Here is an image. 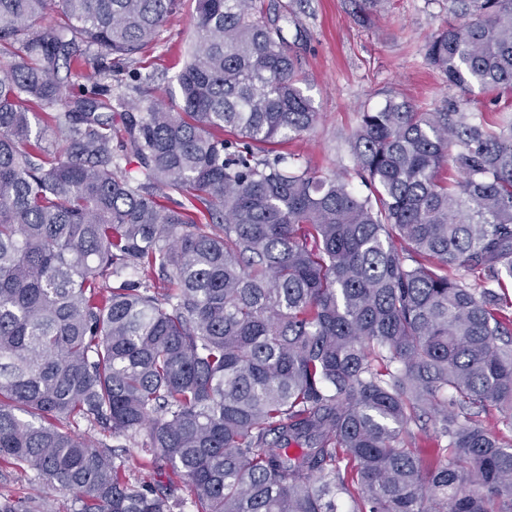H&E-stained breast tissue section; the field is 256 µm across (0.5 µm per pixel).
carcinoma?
Listing matches in <instances>:
<instances>
[{
  "label": "carcinoma",
  "instance_id": "carcinoma-1",
  "mask_svg": "<svg viewBox=\"0 0 512 512\" xmlns=\"http://www.w3.org/2000/svg\"><path fill=\"white\" fill-rule=\"evenodd\" d=\"M194 2L177 98L133 107L92 49L140 53L177 0H0V461L74 512H184L181 483L195 512H512L482 420L512 432V116L391 96L349 138L366 193L290 170L296 16ZM450 3L429 63L511 93L512 0Z\"/></svg>",
  "mask_w": 512,
  "mask_h": 512
}]
</instances>
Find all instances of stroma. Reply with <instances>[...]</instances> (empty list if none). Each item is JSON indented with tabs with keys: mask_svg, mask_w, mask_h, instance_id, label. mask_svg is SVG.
I'll list each match as a JSON object with an SVG mask.
<instances>
[{
	"mask_svg": "<svg viewBox=\"0 0 512 512\" xmlns=\"http://www.w3.org/2000/svg\"><path fill=\"white\" fill-rule=\"evenodd\" d=\"M305 37L299 48L306 92L321 118L288 150L301 162L353 172L347 141L364 109H377L392 95L427 109L471 112L498 121L512 113V97L473 89L463 93L430 65L425 44L448 18V0H385L362 19L353 0H290ZM193 0H178L158 42L119 62L112 90L133 100L164 99L176 88L193 29ZM49 495L58 512H70L72 495L49 490L34 474L0 463V497L21 504Z\"/></svg>",
	"mask_w": 512,
	"mask_h": 512,
	"instance_id": "stroma-1",
	"label": "stroma"
}]
</instances>
